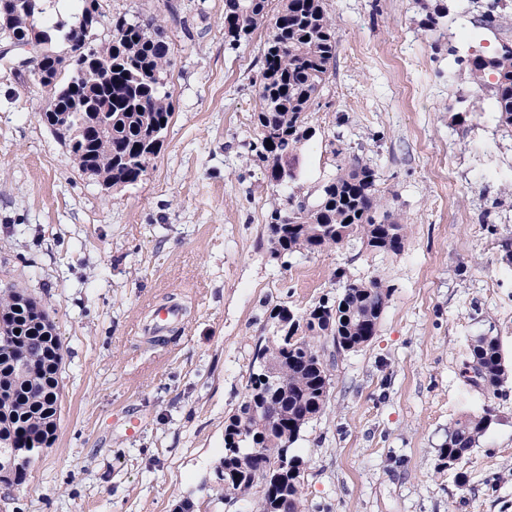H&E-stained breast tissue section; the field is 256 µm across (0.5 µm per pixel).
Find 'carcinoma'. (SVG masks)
Listing matches in <instances>:
<instances>
[{
	"mask_svg": "<svg viewBox=\"0 0 512 512\" xmlns=\"http://www.w3.org/2000/svg\"><path fill=\"white\" fill-rule=\"evenodd\" d=\"M76 2V12L62 23L49 16L54 0H35L33 29L28 24L29 0H16L15 15L0 19V42L34 41L43 52L42 73L53 91V112H41V119L69 141L67 149L78 170L95 182L135 184L160 152L173 116L166 81L170 43L158 20L119 16L112 20V41L89 49L84 40L96 34L103 6L101 0ZM271 2L225 0L224 38L236 47L249 42L258 27L270 26L253 124L267 177L283 184L295 179L298 153L313 137L308 113L319 105L333 75L336 27L324 0H279L274 13ZM58 38L70 47L67 59L51 49ZM467 65L479 87L486 71L495 74L490 90L498 121L512 127V48L469 59ZM77 69L103 74L74 89ZM100 123L111 128L105 140ZM377 192L374 169L351 159L323 183L314 203L271 212L270 255L313 254L352 237L373 251L400 252L403 227L377 217ZM20 293L13 285L0 289V408L6 412L0 421V450L14 457L7 482L16 485L55 436L62 365V342L54 324L34 299L23 300ZM388 297L377 281L350 282L335 300L323 298L299 316L286 306L271 309L268 335L256 344L245 394L224 424V444L236 442L254 456L242 462L238 454L223 455L217 465L223 471L219 495L197 502L195 512H221L226 500L242 503L244 512H309L301 494L304 473H293L291 463L302 460L294 445L303 429L329 402L332 378L316 341L330 336L343 351L367 346ZM270 359L282 368L276 386L261 380L262 365ZM467 371L474 373L472 382L489 390L502 385L506 369L497 337L481 334L472 341ZM268 404L276 406L274 419L259 424L249 416V409ZM491 423L488 409L456 421L439 451L441 466L456 468ZM284 450L286 461L281 458Z\"/></svg>",
	"mask_w": 512,
	"mask_h": 512,
	"instance_id": "obj_1",
	"label": "carcinoma"
}]
</instances>
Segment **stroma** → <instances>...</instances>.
<instances>
[{
    "label": "stroma",
    "instance_id": "obj_1",
    "mask_svg": "<svg viewBox=\"0 0 512 512\" xmlns=\"http://www.w3.org/2000/svg\"><path fill=\"white\" fill-rule=\"evenodd\" d=\"M487 2L325 0L335 72L282 186L252 150L269 29L229 46L224 0H104L99 42L115 16L153 17L172 47L173 117L124 187L81 175L40 120L45 91L0 67V288L35 298L64 354L55 439L25 483L0 484V512H173L205 498L270 310L299 314L373 280L390 291L373 340L318 344L330 400L296 444L310 512H512V128L486 90L494 76L478 89L465 64L512 47V4L487 27ZM352 155L377 170L401 252L354 237L271 257L272 209L314 201ZM162 305L179 323L145 337ZM484 333L508 375L495 392L462 375ZM485 407L476 447L440 467L449 427Z\"/></svg>",
    "mask_w": 512,
    "mask_h": 512
}]
</instances>
